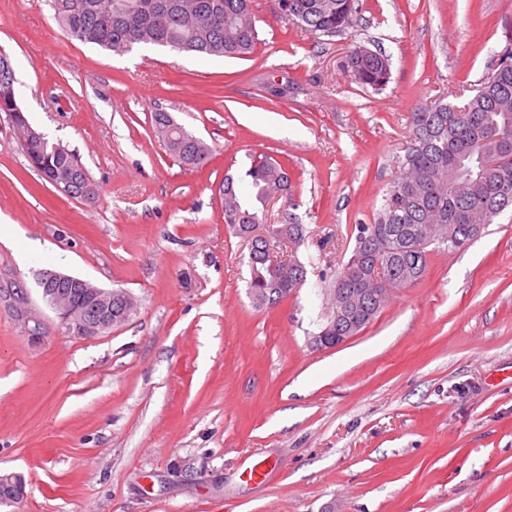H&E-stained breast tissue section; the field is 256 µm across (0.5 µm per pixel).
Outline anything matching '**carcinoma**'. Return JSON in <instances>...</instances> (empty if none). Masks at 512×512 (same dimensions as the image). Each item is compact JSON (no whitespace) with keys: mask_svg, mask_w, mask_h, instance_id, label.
Here are the masks:
<instances>
[{"mask_svg":"<svg viewBox=\"0 0 512 512\" xmlns=\"http://www.w3.org/2000/svg\"><path fill=\"white\" fill-rule=\"evenodd\" d=\"M54 18L69 36L117 53L138 47L193 44L200 58H243L259 41L252 0H50ZM359 0H289L292 21L318 36H334L355 26ZM346 64L355 80L374 90L390 80L389 56L374 52L360 57L350 51ZM467 107L438 103L411 115V141L398 163L374 223L357 224L354 246L336 272L329 291L354 294L356 315L363 320L352 333L370 324L385 300L370 292L386 284L404 288L419 281L427 268L428 247L460 249L476 238L502 211L497 201L512 198V47L497 53L496 67L467 100ZM156 134L181 164H204L206 144L167 112L153 114ZM42 178L81 165L78 157L45 134L23 146ZM248 190L224 177V223H264L266 197L288 189V173L271 158H251L245 171ZM303 225L275 224L273 232L303 240ZM249 290L273 307L295 294L306 281L297 259L273 267L258 250L249 258Z\"/></svg>","mask_w":512,"mask_h":512,"instance_id":"cac0c4a2","label":"carcinoma"}]
</instances>
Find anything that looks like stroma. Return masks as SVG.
<instances>
[{
    "instance_id": "35a3bbf8",
    "label": "stroma",
    "mask_w": 512,
    "mask_h": 512,
    "mask_svg": "<svg viewBox=\"0 0 512 512\" xmlns=\"http://www.w3.org/2000/svg\"><path fill=\"white\" fill-rule=\"evenodd\" d=\"M253 9L254 53L201 62L116 54L68 36L49 0H0L21 107L95 188L74 199L43 181L0 113V474L27 492L0 512H512L511 213L465 248H430L421 280L357 335L312 343L412 112L480 83L512 40V0H360L333 37L275 0ZM356 45L390 57L383 89L347 70ZM158 111L211 148L203 167L169 157ZM259 154L292 186L268 223L305 235L279 251L306 282L271 308L248 293L220 196ZM45 268L136 308L72 335L41 297Z\"/></svg>"
}]
</instances>
